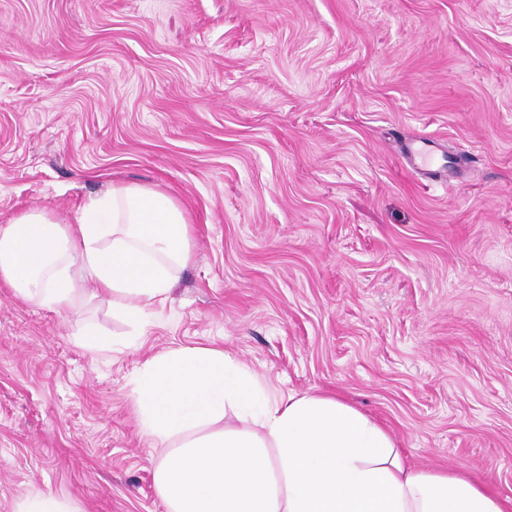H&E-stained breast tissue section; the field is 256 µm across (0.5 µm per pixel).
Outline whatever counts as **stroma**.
Returning <instances> with one entry per match:
<instances>
[{"label": "stroma", "instance_id": "35a3bbf8", "mask_svg": "<svg viewBox=\"0 0 512 512\" xmlns=\"http://www.w3.org/2000/svg\"><path fill=\"white\" fill-rule=\"evenodd\" d=\"M115 181L185 209L188 263L142 329L0 283V512H166L132 379L194 346L512 499V0H0V225ZM431 141L422 139L406 146V159L409 164L422 174H427L430 160L433 154ZM19 512H72L62 500L51 494L37 492L22 503Z\"/></svg>", "mask_w": 512, "mask_h": 512}]
</instances>
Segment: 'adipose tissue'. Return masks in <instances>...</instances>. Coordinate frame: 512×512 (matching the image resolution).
I'll return each instance as SVG.
<instances>
[{"label":"adipose tissue","instance_id":"obj_1","mask_svg":"<svg viewBox=\"0 0 512 512\" xmlns=\"http://www.w3.org/2000/svg\"><path fill=\"white\" fill-rule=\"evenodd\" d=\"M188 259L185 211L141 184H111L71 224L30 209L0 225V282L16 298L74 313L93 295L138 327L169 300ZM133 399L144 435L179 442L154 473L167 512H512L466 472L409 466L354 406L273 396L216 348L145 360Z\"/></svg>","mask_w":512,"mask_h":512}]
</instances>
